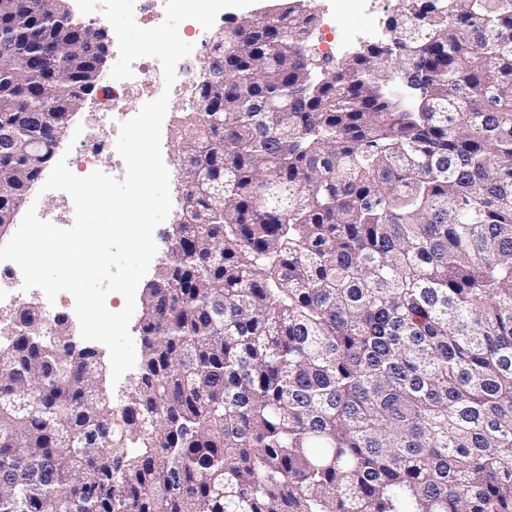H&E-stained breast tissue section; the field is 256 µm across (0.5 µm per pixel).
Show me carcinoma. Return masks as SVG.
I'll list each match as a JSON object with an SVG mask.
<instances>
[{"label": "carcinoma", "instance_id": "obj_1", "mask_svg": "<svg viewBox=\"0 0 512 512\" xmlns=\"http://www.w3.org/2000/svg\"><path fill=\"white\" fill-rule=\"evenodd\" d=\"M1 9L7 228L106 57L66 0ZM316 22L212 36L122 430L95 352L15 309L0 512H512V0H398L320 72Z\"/></svg>", "mask_w": 512, "mask_h": 512}]
</instances>
